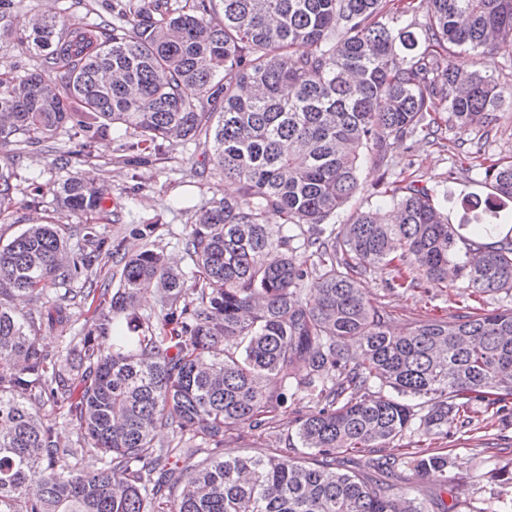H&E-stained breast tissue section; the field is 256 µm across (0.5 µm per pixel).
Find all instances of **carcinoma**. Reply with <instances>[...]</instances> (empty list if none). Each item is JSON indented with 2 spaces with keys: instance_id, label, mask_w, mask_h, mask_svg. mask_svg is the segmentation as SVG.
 Masks as SVG:
<instances>
[{
  "instance_id": "carcinoma-1",
  "label": "carcinoma",
  "mask_w": 512,
  "mask_h": 512,
  "mask_svg": "<svg viewBox=\"0 0 512 512\" xmlns=\"http://www.w3.org/2000/svg\"><path fill=\"white\" fill-rule=\"evenodd\" d=\"M87 22L23 19L0 0V48L19 60L0 73V142L44 144L70 129L64 165L91 157L113 128L132 131L118 162L135 169L201 137L213 170L237 185L213 198L185 239L194 284L164 256L123 254L119 287L88 288L94 323L52 358L45 328L69 326L68 308L45 302L24 318L9 299L39 298L89 270L62 262L56 224H32L0 246V512H456L447 503L448 454L364 455L409 434L448 438L478 403L512 398V236L495 225L452 224L439 195L412 180L383 194L386 207L330 223L359 188L368 159L392 143L435 133L436 114L487 126L512 89L462 72L453 49L512 46V0H104ZM421 12L422 34L399 26ZM62 70L64 83L52 74ZM193 86L197 97H185ZM493 193L469 201L500 218L512 203V161L485 170ZM15 173L0 168V210ZM103 185L78 175L60 186L72 213L106 212ZM97 254L122 243L82 227ZM391 268L389 291L439 286L453 267L466 312L396 332L360 287L367 268ZM318 274L320 287L303 281ZM160 286L164 335L145 321L123 336L113 316L133 310L142 286ZM302 396L315 409L285 451L222 455L224 436L276 428L277 411ZM66 409L100 467L85 470L60 447L37 406ZM169 430L173 446L156 447ZM308 449L293 457L288 449ZM207 450L198 463L190 447ZM359 453L362 474L340 455ZM187 460L180 466L178 460ZM411 467L439 474L425 500L394 482Z\"/></svg>"
}]
</instances>
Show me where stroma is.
Segmentation results:
<instances>
[{"mask_svg":"<svg viewBox=\"0 0 512 512\" xmlns=\"http://www.w3.org/2000/svg\"><path fill=\"white\" fill-rule=\"evenodd\" d=\"M452 61L463 71L474 69L492 75L502 85H512V48L489 47L481 55L455 50ZM129 138L122 130L110 132L93 147L88 162L58 165V152L73 147L69 131H62L52 148L31 145L0 144V165L13 167L19 192L4 213L0 214V245L19 235L35 222L58 223L69 248L87 254L91 248L82 238L80 228L84 216L61 209L58 191L69 172L80 171L94 177L107 190L109 214L100 220V230L123 242L127 252L149 246L165 258L176 259L184 273H192L194 265L184 250V240L195 222L200 208L212 198L235 192L225 184L210 163L211 145L199 139L174 147L151 164L130 170L116 161L122 144ZM496 160L512 158V106L503 105L482 130H467L451 122H442L438 143L424 135L394 144L382 164L364 163L360 188L340 211L337 220L345 222L360 207H376L381 191L401 180H417L436 192L448 194V219L459 223L466 209L463 200L469 193L490 191L485 169L472 160V153ZM37 192L39 207L29 205L30 192ZM151 224L147 239H140L142 224ZM388 270L370 268L361 279L369 298L386 308L393 327L430 318L446 319L459 312L452 289L430 288L426 293H391L386 289ZM312 410L311 403L289 399L277 416L275 431L260 433L246 428L224 438V454L268 455L280 450V437L294 433L296 422ZM434 447L450 454L448 483L458 497V512H484L493 497L512 496V484L496 478L494 469H512V402L498 415L479 412L471 425L454 435L437 439Z\"/></svg>","mask_w":512,"mask_h":512,"instance_id":"stroma-1","label":"stroma"}]
</instances>
